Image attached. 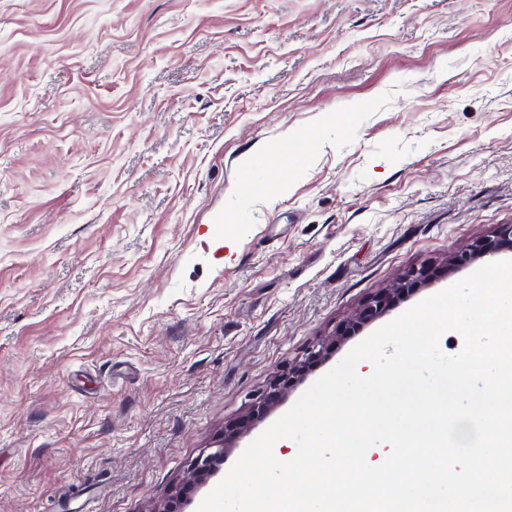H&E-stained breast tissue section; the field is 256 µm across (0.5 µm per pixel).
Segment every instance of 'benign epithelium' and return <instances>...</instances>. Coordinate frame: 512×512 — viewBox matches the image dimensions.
Segmentation results:
<instances>
[{"mask_svg":"<svg viewBox=\"0 0 512 512\" xmlns=\"http://www.w3.org/2000/svg\"><path fill=\"white\" fill-rule=\"evenodd\" d=\"M505 249H512V224L496 225L491 235L475 241L468 249L455 253L441 262L409 267L389 287L368 297L340 324L333 337L313 345L306 351L304 357L278 369L266 389L253 399L249 408L240 416L224 423V435L216 448L190 464L188 477L179 491L166 498L153 512H185L188 504L187 495L194 486L204 482L217 470L224 461V453L234 446L237 439L267 417L313 368L328 359L331 349L338 341L380 319L398 300L417 293L437 278Z\"/></svg>","mask_w":512,"mask_h":512,"instance_id":"7a95c632","label":"benign epithelium"}]
</instances>
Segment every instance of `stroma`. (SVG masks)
<instances>
[{
    "label": "stroma",
    "instance_id": "stroma-1",
    "mask_svg": "<svg viewBox=\"0 0 512 512\" xmlns=\"http://www.w3.org/2000/svg\"><path fill=\"white\" fill-rule=\"evenodd\" d=\"M498 224L512 0H0V512H152ZM505 249H512V224L496 225L491 235L476 240L468 249L447 256L441 262L409 267L389 287L368 297L340 324L333 337L318 342L306 351L304 357L278 369L266 389L253 399L249 408L240 416L225 422L223 438L216 448L190 464L188 477L179 491L171 494L152 512H185L187 495L194 485L204 482L212 475L223 463L224 453L234 447L236 440L267 417L313 368L323 364L338 341L380 319L398 300L417 293L437 278Z\"/></svg>",
    "mask_w": 512,
    "mask_h": 512
}]
</instances>
